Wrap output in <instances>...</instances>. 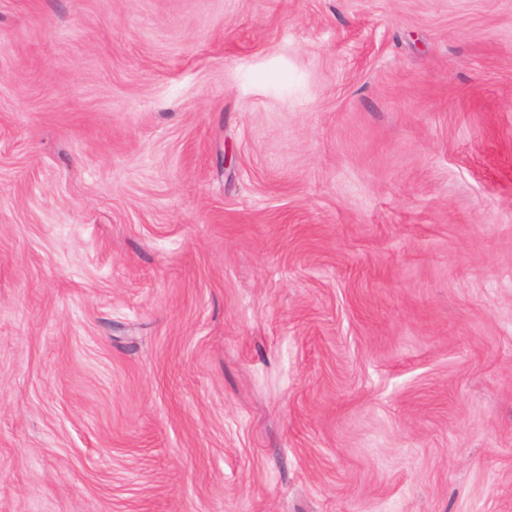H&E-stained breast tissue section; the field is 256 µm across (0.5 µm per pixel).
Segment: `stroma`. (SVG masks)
<instances>
[{"label":"stroma","mask_w":512,"mask_h":512,"mask_svg":"<svg viewBox=\"0 0 512 512\" xmlns=\"http://www.w3.org/2000/svg\"><path fill=\"white\" fill-rule=\"evenodd\" d=\"M0 512H512V0H0Z\"/></svg>","instance_id":"1"}]
</instances>
